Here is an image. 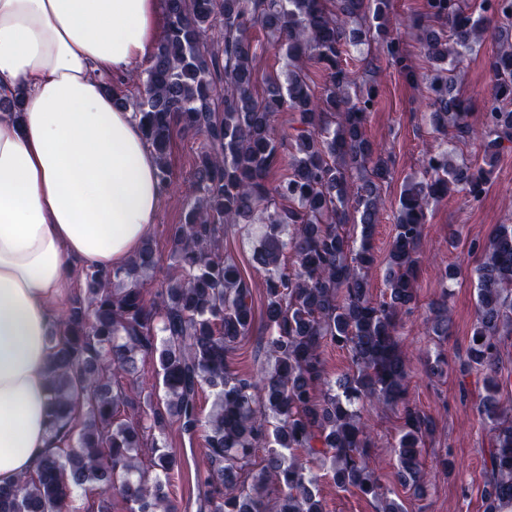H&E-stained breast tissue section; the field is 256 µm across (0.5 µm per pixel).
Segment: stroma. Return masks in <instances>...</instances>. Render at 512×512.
Returning <instances> with one entry per match:
<instances>
[{
    "label": "stroma",
    "mask_w": 512,
    "mask_h": 512,
    "mask_svg": "<svg viewBox=\"0 0 512 512\" xmlns=\"http://www.w3.org/2000/svg\"><path fill=\"white\" fill-rule=\"evenodd\" d=\"M496 50L493 39H486L481 48L468 55L458 70V81L463 91L475 103H482L489 94L493 77L488 61ZM374 79L380 89L376 112L369 115L366 134L374 143L387 149L393 159V179L383 190L386 205L382 220L374 235L378 257H385L394 234V212L405 179L418 170L429 129L423 115L429 110L430 95L426 84L405 82L386 57H379ZM204 139L175 133L170 152L172 186L158 219L149 234L160 256V264L152 278L144 285L148 296H155L175 269L170 259L169 229L184 217V201L180 189L194 179V158ZM512 224V151L496 160L487 191L480 204H471L464 194H454L432 206L426 226L422 250L426 256L418 280L419 304L401 323L400 336L411 358L409 390L414 402L432 416L438 432L428 443L424 455L427 466L433 467L434 487L429 496L417 500L400 489L396 480L394 444L399 431L397 410L379 404L369 406L367 416L375 428L376 443L372 456L377 464L381 483L397 490L407 512H484L482 489L485 460L490 442L489 427L479 416L474 403L482 388L483 374L473 370L459 371L475 321L476 288L471 276L479 260L471 244L489 238L498 225ZM262 233L260 225L243 229H225L224 253L242 271L252 285L255 306L265 300V274L251 265L254 248ZM463 262L464 271L452 288L448 299L452 316L451 334L442 342L448 357V371L440 378L427 375L421 361L422 354L433 349V341L426 334L424 318L429 303L439 293L435 267L439 264ZM167 446L182 461L179 475L167 483L165 490L179 512H201L202 497L197 484V473L206 466L202 439L188 440L179 427H171ZM452 455L456 462L453 475L436 470L437 460ZM318 489L327 512H375L370 499L336 489L329 478L328 468H320Z\"/></svg>",
    "instance_id": "35a3bbf8"
}]
</instances>
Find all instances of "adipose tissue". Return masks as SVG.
I'll return each mask as SVG.
<instances>
[{
  "mask_svg": "<svg viewBox=\"0 0 512 512\" xmlns=\"http://www.w3.org/2000/svg\"><path fill=\"white\" fill-rule=\"evenodd\" d=\"M161 0H0V484L63 444L48 427L47 337L84 268L127 265L169 187L132 112L96 70L124 76L162 35Z\"/></svg>",
  "mask_w": 512,
  "mask_h": 512,
  "instance_id": "obj_1",
  "label": "adipose tissue"
}]
</instances>
